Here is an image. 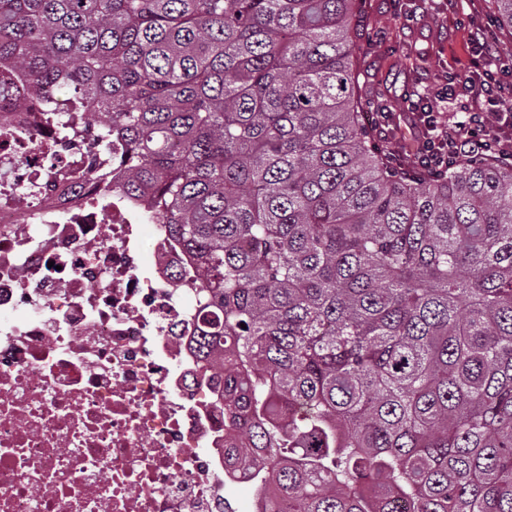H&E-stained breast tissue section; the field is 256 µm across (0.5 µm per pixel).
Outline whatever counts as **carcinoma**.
I'll use <instances>...</instances> for the list:
<instances>
[{
  "instance_id": "carcinoma-1",
  "label": "carcinoma",
  "mask_w": 512,
  "mask_h": 512,
  "mask_svg": "<svg viewBox=\"0 0 512 512\" xmlns=\"http://www.w3.org/2000/svg\"><path fill=\"white\" fill-rule=\"evenodd\" d=\"M364 2L0 0V67L98 104L271 512H512V162L376 141Z\"/></svg>"
}]
</instances>
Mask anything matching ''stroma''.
<instances>
[{
	"instance_id": "35a3bbf8",
	"label": "stroma",
	"mask_w": 512,
	"mask_h": 512,
	"mask_svg": "<svg viewBox=\"0 0 512 512\" xmlns=\"http://www.w3.org/2000/svg\"><path fill=\"white\" fill-rule=\"evenodd\" d=\"M414 13L412 22L403 14ZM482 14L494 33L496 53L512 58V29L500 26L490 0H463L457 11L442 0H366L365 25L369 35L359 53V82L375 100L369 124L386 113L390 125L408 127L411 94L423 92L448 68L466 63L467 31L460 16Z\"/></svg>"
}]
</instances>
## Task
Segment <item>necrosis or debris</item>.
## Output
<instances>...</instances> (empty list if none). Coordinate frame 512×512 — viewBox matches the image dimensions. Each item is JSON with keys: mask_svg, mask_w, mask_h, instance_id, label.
<instances>
[{"mask_svg": "<svg viewBox=\"0 0 512 512\" xmlns=\"http://www.w3.org/2000/svg\"><path fill=\"white\" fill-rule=\"evenodd\" d=\"M0 512H234L224 372L191 339L198 279L144 203L85 181L96 128L0 71Z\"/></svg>", "mask_w": 512, "mask_h": 512, "instance_id": "necrosis-or-debris-1", "label": "necrosis or debris"}]
</instances>
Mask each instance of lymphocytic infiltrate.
I'll return each mask as SVG.
<instances>
[{"instance_id": "obj_1", "label": "lymphocytic infiltrate", "mask_w": 512, "mask_h": 512, "mask_svg": "<svg viewBox=\"0 0 512 512\" xmlns=\"http://www.w3.org/2000/svg\"><path fill=\"white\" fill-rule=\"evenodd\" d=\"M473 53L468 67L448 72L425 96L420 112L421 135L412 152L418 166L451 167L464 157L495 153L512 157V61L489 49L478 16L468 18ZM459 103L462 116L442 123L438 105Z\"/></svg>"}]
</instances>
